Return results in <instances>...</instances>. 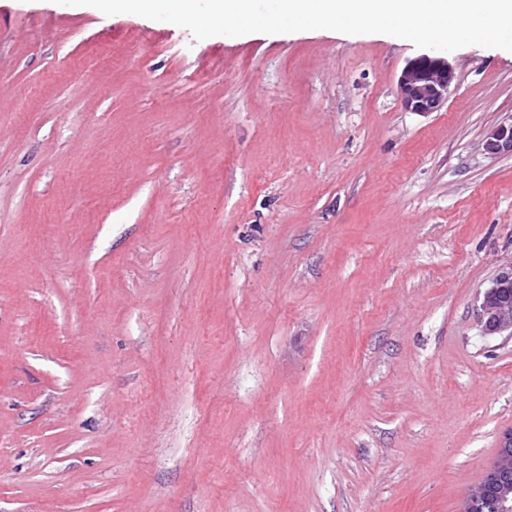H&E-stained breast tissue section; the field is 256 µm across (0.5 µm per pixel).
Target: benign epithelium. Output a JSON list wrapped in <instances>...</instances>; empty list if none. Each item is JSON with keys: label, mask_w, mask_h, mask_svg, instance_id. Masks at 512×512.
I'll return each instance as SVG.
<instances>
[{"label": "benign epithelium", "mask_w": 512, "mask_h": 512, "mask_svg": "<svg viewBox=\"0 0 512 512\" xmlns=\"http://www.w3.org/2000/svg\"><path fill=\"white\" fill-rule=\"evenodd\" d=\"M453 79L454 69L445 52L410 60L397 81L404 108L420 114L439 110L448 99ZM484 146L491 155L512 153V120L494 127ZM479 301L483 335L512 338V265L499 272ZM483 507L492 512H512V429L500 437L494 460L481 482L463 498L460 512H476Z\"/></svg>", "instance_id": "obj_1"}]
</instances>
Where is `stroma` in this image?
Instances as JSON below:
<instances>
[{"mask_svg": "<svg viewBox=\"0 0 512 512\" xmlns=\"http://www.w3.org/2000/svg\"><path fill=\"white\" fill-rule=\"evenodd\" d=\"M0 0V512H459L512 428V52ZM454 69L448 53L423 54L410 60L400 72L398 88L404 108L409 112H435L448 99ZM484 146L491 155L512 153V116L510 121L500 123L488 133ZM479 301L483 335L512 338V265L499 272Z\"/></svg>", "mask_w": 512, "mask_h": 512, "instance_id": "obj_1", "label": "stroma"}]
</instances>
